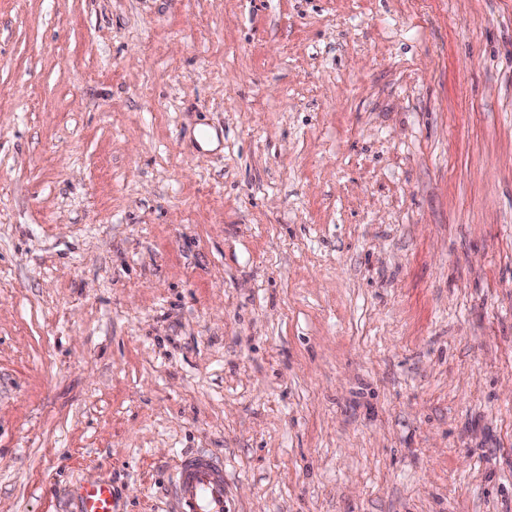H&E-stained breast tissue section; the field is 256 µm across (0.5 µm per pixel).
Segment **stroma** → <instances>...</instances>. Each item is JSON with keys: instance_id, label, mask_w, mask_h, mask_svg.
<instances>
[{"instance_id": "stroma-1", "label": "stroma", "mask_w": 512, "mask_h": 512, "mask_svg": "<svg viewBox=\"0 0 512 512\" xmlns=\"http://www.w3.org/2000/svg\"><path fill=\"white\" fill-rule=\"evenodd\" d=\"M512 512V0H0V512ZM171 512H232L225 493L224 463L203 451L187 454L169 487ZM78 502L79 510L76 512H117L115 492L107 480L80 485Z\"/></svg>"}]
</instances>
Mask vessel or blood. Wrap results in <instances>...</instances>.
Wrapping results in <instances>:
<instances>
[{
    "label": "vessel or blood",
    "instance_id": "vessel-or-blood-1",
    "mask_svg": "<svg viewBox=\"0 0 512 512\" xmlns=\"http://www.w3.org/2000/svg\"><path fill=\"white\" fill-rule=\"evenodd\" d=\"M171 512H231L225 493L224 464L211 454H187L169 487ZM78 512H117L113 486L107 480L81 485Z\"/></svg>",
    "mask_w": 512,
    "mask_h": 512
}]
</instances>
